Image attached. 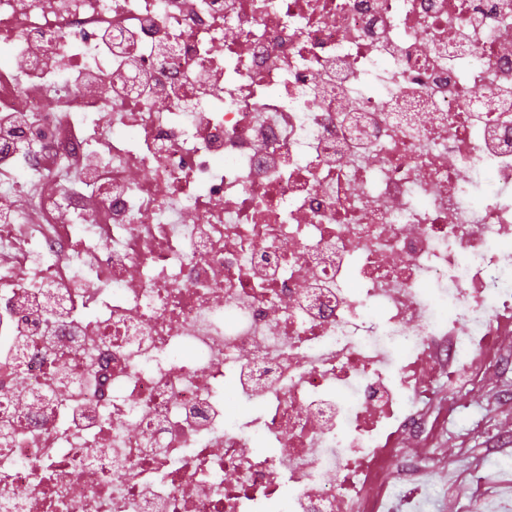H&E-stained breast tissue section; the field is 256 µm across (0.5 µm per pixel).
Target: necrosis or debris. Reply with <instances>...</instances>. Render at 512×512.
I'll list each match as a JSON object with an SVG mask.
<instances>
[{
    "instance_id": "1",
    "label": "necrosis or debris",
    "mask_w": 512,
    "mask_h": 512,
    "mask_svg": "<svg viewBox=\"0 0 512 512\" xmlns=\"http://www.w3.org/2000/svg\"><path fill=\"white\" fill-rule=\"evenodd\" d=\"M0 50V192L52 185L0 512H417L386 462L512 334V0H0Z\"/></svg>"
}]
</instances>
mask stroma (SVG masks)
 <instances>
[{
  "mask_svg": "<svg viewBox=\"0 0 512 512\" xmlns=\"http://www.w3.org/2000/svg\"><path fill=\"white\" fill-rule=\"evenodd\" d=\"M512 395V373L488 374L479 391H460L457 398L464 410L447 425L432 447L422 448L404 441V455L389 469L398 484L421 489L420 512H457L459 474L465 469L479 471L484 480L486 500L512 506V467L494 465L502 455L512 456V405L497 408L494 398Z\"/></svg>",
  "mask_w": 512,
  "mask_h": 512,
  "instance_id": "1",
  "label": "stroma"
}]
</instances>
